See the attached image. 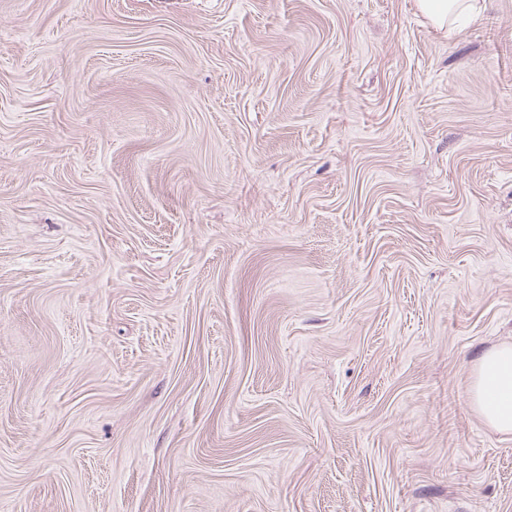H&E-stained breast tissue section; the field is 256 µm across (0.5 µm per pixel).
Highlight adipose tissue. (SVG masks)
Here are the masks:
<instances>
[{
	"mask_svg": "<svg viewBox=\"0 0 512 512\" xmlns=\"http://www.w3.org/2000/svg\"><path fill=\"white\" fill-rule=\"evenodd\" d=\"M469 398L488 425L512 433V345L493 347L478 357Z\"/></svg>",
	"mask_w": 512,
	"mask_h": 512,
	"instance_id": "obj_1",
	"label": "adipose tissue"
}]
</instances>
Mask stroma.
Listing matches in <instances>:
<instances>
[{
	"label": "stroma",
	"instance_id": "stroma-1",
	"mask_svg": "<svg viewBox=\"0 0 512 512\" xmlns=\"http://www.w3.org/2000/svg\"><path fill=\"white\" fill-rule=\"evenodd\" d=\"M512 0H0V512H512ZM479 0H418L421 13L439 28L452 24L462 14L481 12ZM469 398L488 425L512 433V345L495 346L478 357Z\"/></svg>",
	"mask_w": 512,
	"mask_h": 512
}]
</instances>
